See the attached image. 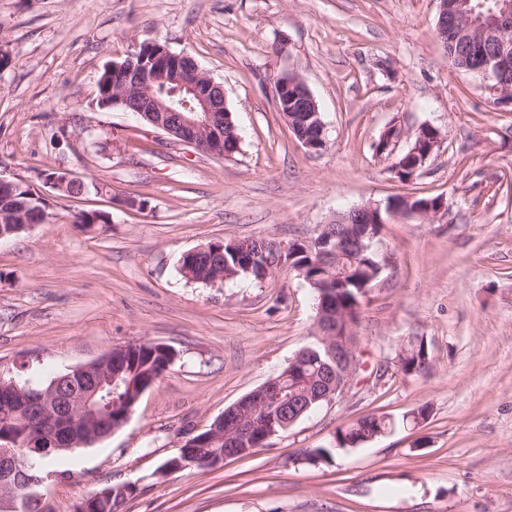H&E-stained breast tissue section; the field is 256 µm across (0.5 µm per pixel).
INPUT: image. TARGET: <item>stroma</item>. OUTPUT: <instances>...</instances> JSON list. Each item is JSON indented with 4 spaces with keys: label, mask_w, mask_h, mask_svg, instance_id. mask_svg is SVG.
Wrapping results in <instances>:
<instances>
[{
    "label": "stroma",
    "mask_w": 512,
    "mask_h": 512,
    "mask_svg": "<svg viewBox=\"0 0 512 512\" xmlns=\"http://www.w3.org/2000/svg\"><path fill=\"white\" fill-rule=\"evenodd\" d=\"M436 0H0V174L49 219L0 241V373L46 384L136 342L175 360L128 422L54 461L41 512H73L133 483L119 512H512V108L453 68ZM158 42L216 81L241 136L218 159L121 108L97 104L106 64ZM300 74L326 125L308 154L278 112L274 80ZM444 139L405 182L374 145ZM100 186L59 196L46 171ZM445 197L435 222L386 225L389 264L362 301L359 381L243 458L157 477L161 463L314 340L316 304L288 266L262 281H186L183 253L222 239L281 248L367 202ZM109 223L85 228L78 213ZM429 368L397 370L409 337ZM420 426L402 425L421 407ZM386 415L385 435L312 462L341 424ZM132 492L133 487L130 485L116 487L115 489L112 487L103 488L83 499L78 504L80 507L78 509L75 508L74 511H87L88 505L94 508L100 501H107L108 507L116 508L118 503L121 500H123L124 497H126L128 494H131Z\"/></svg>",
    "instance_id": "stroma-1"
}]
</instances>
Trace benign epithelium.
Segmentation results:
<instances>
[{
	"instance_id": "obj_1",
	"label": "benign epithelium",
	"mask_w": 512,
	"mask_h": 512,
	"mask_svg": "<svg viewBox=\"0 0 512 512\" xmlns=\"http://www.w3.org/2000/svg\"><path fill=\"white\" fill-rule=\"evenodd\" d=\"M499 15L496 24L488 27L475 17L464 0L453 5L454 13L460 19L455 34L463 41L476 45L485 40L500 45V53L485 60V67L494 69L512 61V3L500 0L497 3ZM158 57L173 58L169 65L148 66L134 70L128 65L112 63V76L120 77L114 91L112 105L140 115L155 128L166 134L194 145L198 150L214 157L228 155L224 149L226 139L239 140L232 113L225 101L223 87L197 66L189 65L186 53H173L161 47ZM275 98L279 112L294 133L302 147L310 154H319L327 148L325 123L322 121L318 103L306 82L295 74H282L274 84ZM441 132L433 126H423L417 131V140L411 142L406 155L414 159L410 168L413 177L422 169L429 157L439 147ZM405 203L398 207L386 208L387 217L381 216V205L366 203L356 206L348 213L336 218L333 224H324L317 230V236L306 243L305 249H317L320 267L328 271L334 268L347 252L362 251L371 247L363 236L354 230L365 224L380 227L394 221L421 218L432 220L447 210V204L440 198L424 205H412L414 197H404ZM242 241L231 240L229 245L241 247ZM249 255L247 268L257 264L271 273L286 262V251L279 246L271 247L268 241H257L255 250L241 247ZM316 342L325 347L328 362L324 364L316 397L332 402L336 396L350 386L362 367L359 336L355 323L347 311L339 308L327 298L326 293L317 290ZM125 348L113 347L98 359L71 368V373L62 375L47 390L19 386L14 380L0 378V426L14 424L17 408L28 409L25 423L37 436L59 446L68 447L94 444L111 435L126 424L133 408L101 418L100 393L105 386L113 383L120 374L121 353ZM82 378V384L72 385L73 376ZM307 411L303 402L288 394L282 379L271 378L258 389L247 394L224 410V454L211 461L218 466L228 458H243L249 452L247 440L258 428L264 429L262 441L271 440L276 431L267 424L265 414L278 413L288 418L286 424L293 425ZM216 427L191 438L180 448L176 457L159 471L162 476L185 471L198 464L193 449L208 441ZM17 444L11 442L0 446V503L9 512H25L29 500L37 497L36 488L42 480L27 477V462L20 459L15 451ZM133 487L124 485L117 488H103L79 503L78 512L96 507L105 501L115 508Z\"/></svg>"
}]
</instances>
